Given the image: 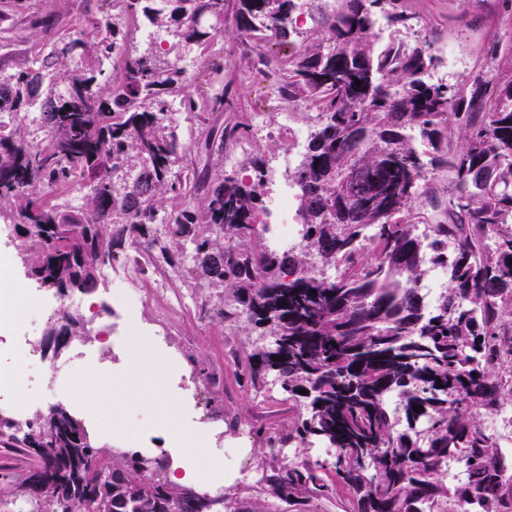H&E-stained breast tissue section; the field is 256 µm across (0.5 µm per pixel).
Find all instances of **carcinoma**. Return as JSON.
<instances>
[{
	"label": "carcinoma",
	"instance_id": "1",
	"mask_svg": "<svg viewBox=\"0 0 512 512\" xmlns=\"http://www.w3.org/2000/svg\"><path fill=\"white\" fill-rule=\"evenodd\" d=\"M224 2L100 0L93 39L63 34L0 79V114H10L0 217L13 224L20 262L41 288L87 294L114 245L143 246L177 268L181 238L192 236L187 273L231 301L219 316H244L256 336L250 385L267 380L300 407L282 442L334 450L330 467L281 458L257 430L274 460L260 478L268 494L294 506L343 492L347 512H512V459L481 423L512 399V34L484 46L485 66L465 80L434 83L431 41L396 37L414 27L405 0H349L284 56L268 44H291L297 0H233L256 72L281 99L316 110L288 173L302 244L274 251L258 224L262 182L206 166L174 174L187 147L166 109L222 112L224 92L184 94L181 57L121 54L125 33L111 21L141 14L203 59L218 35L206 20ZM379 16L394 30L382 47L372 39ZM113 57L116 76L104 66ZM75 58L80 67L64 69ZM436 169L451 176L444 197L428 182ZM74 179L90 181L81 204L45 198ZM189 185L203 191L202 209L168 206ZM421 199L433 207L423 235ZM155 224L166 237L149 234ZM436 264L448 267V288L425 312L419 286ZM84 335L65 310L46 333L60 345ZM0 447L20 449L28 467L17 497L36 512H87L92 498L96 512H246L227 493L200 498L172 483L162 455L145 470L137 451L98 448L63 403L24 429L0 417ZM450 459L464 462L463 479L448 480Z\"/></svg>",
	"mask_w": 512,
	"mask_h": 512
}]
</instances>
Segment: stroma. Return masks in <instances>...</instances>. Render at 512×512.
<instances>
[{"label": "stroma", "mask_w": 512, "mask_h": 512, "mask_svg": "<svg viewBox=\"0 0 512 512\" xmlns=\"http://www.w3.org/2000/svg\"><path fill=\"white\" fill-rule=\"evenodd\" d=\"M409 12L419 17L435 41L436 52L452 55L458 64L456 70L438 67L436 73L445 82L456 83L484 64L481 50L485 43L512 32V17L503 15L499 0H405ZM41 10L50 15V31L32 27L25 11L12 13L0 19V66L7 70L24 67L30 56L31 43L46 42L49 36L62 35L75 25L92 32L85 0H42ZM208 54L222 60L221 74L192 70L188 89L194 96L211 95L225 90L223 111L198 117L181 113L179 128L186 145L204 140L209 128H223L227 123H241L257 127L259 120L281 116L285 106L277 100L273 90L252 67L247 48L237 37L234 20H226L223 34L211 43ZM287 147L285 138H265L249 150L237 152L228 160L220 146H213L208 156L192 153L193 162L208 163L212 173H237L243 181L252 183L258 170L276 168ZM261 168H254V161ZM127 287L138 301L135 320L130 326L132 335L121 337L112 348V374L100 376L86 366H76L74 372L84 383H122L125 392L120 402H113L111 394L100 401L103 408H117L131 422L129 438L144 443L146 450H173L174 437L160 431L158 424L169 421L177 426H190L201 418L227 422L223 444L209 450L210 457L221 464L234 465V449H246L250 470L246 475H234L229 483L231 492L239 501L255 505L256 512H282L281 501L270 497L260 481L264 457L256 442L255 431L286 424L293 411L287 402L266 398L264 393L248 388L244 363L251 349L248 336L230 322L217 317L219 300L214 290L197 288L184 282L179 269L168 272L167 286L153 302L144 298L153 290V280L141 273L128 281ZM159 334L180 353L182 364L173 368L162 357L153 364L141 366L137 373H129L127 366L135 352L137 336ZM217 373L219 381L202 388L198 396L180 389L183 372ZM158 378L174 392V399L165 405L145 402L138 393L139 382Z\"/></svg>", "instance_id": "stroma-1"}]
</instances>
